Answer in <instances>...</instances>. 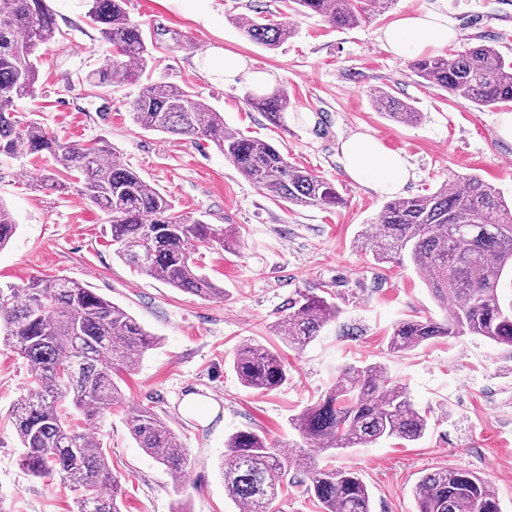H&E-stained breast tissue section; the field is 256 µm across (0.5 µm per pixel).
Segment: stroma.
<instances>
[{"mask_svg":"<svg viewBox=\"0 0 512 512\" xmlns=\"http://www.w3.org/2000/svg\"><path fill=\"white\" fill-rule=\"evenodd\" d=\"M52 7L61 35L42 51L34 96L15 102L18 117L67 141L107 140L178 209L237 234L234 248L202 247L195 254L202 273L224 289L223 299L204 301L115 257L105 215L78 186L64 193L36 188L34 159L0 156V201L18 222L0 250V284L66 276L122 306L160 339L138 369L123 376L125 407L85 424L121 480L122 512H174L182 499L191 512H238L224 492L218 461L225 438L240 429L300 445L324 461L318 448L301 444L290 420L324 394L342 368L371 363L406 388L430 423L412 444L383 439L337 452L336 466L357 470L366 483L371 512H416V483L444 467L485 478L502 512H512V348L465 336L398 354L388 350L396 321L444 311L412 267L376 263L362 249L359 236L380 220L387 198L348 177L339 150L342 140L360 132L398 153L411 173L405 197L433 192L448 176L475 173L511 200L512 140L499 132L506 109H478L423 86L405 59L383 48L381 35L409 12L438 10L461 34L453 48L485 40L511 60L512 0H398L351 29L317 16H289L283 0H126L130 19L152 40L159 62L138 81L108 89L84 80L108 51L86 17V0H53ZM262 11L293 24L292 37L277 50L246 40L236 24ZM223 53L273 74L287 89L286 129L245 105L246 86H228L209 74V57ZM161 77L189 87L223 114L227 126L273 143L290 162L335 185L342 206L287 209L245 180L208 140L140 128L128 104ZM381 88L411 101L419 123L398 125L377 112L372 96ZM305 292L333 297L340 314L317 340L296 350L274 334L273 324ZM246 339L282 355L288 380L277 391L263 395L239 382L232 356ZM29 384L25 361L1 348L0 506L5 512H73V492L18 465L9 413ZM190 392L216 402L211 422L181 413ZM142 405L167 419L189 451L184 495L130 434L126 416Z\"/></svg>","mask_w":512,"mask_h":512,"instance_id":"stroma-1","label":"stroma"}]
</instances>
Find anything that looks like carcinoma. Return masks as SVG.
Masks as SVG:
<instances>
[{"label":"carcinoma","mask_w":512,"mask_h":512,"mask_svg":"<svg viewBox=\"0 0 512 512\" xmlns=\"http://www.w3.org/2000/svg\"><path fill=\"white\" fill-rule=\"evenodd\" d=\"M125 0H89L87 18L112 47L90 81L107 89L133 82L155 67L153 44L124 8ZM298 15H318L350 28L391 9L397 0H283ZM248 40L276 50L293 28L266 15L241 18ZM60 35L49 0H0V155L25 154L45 161L36 180L57 191L58 178L77 180L81 193L108 218L115 255L128 267L201 299H222L224 289L195 262L200 246H229L234 236L176 210L174 200L113 157L102 139L62 142L35 121L17 120L15 101L33 96L39 50ZM409 71L430 88L477 107L512 105V61L496 47L469 43L459 50L419 55ZM246 103L276 127L285 126L288 90L247 92ZM389 120L414 125L415 107L390 91L372 96ZM133 121L150 131L212 141L236 170L275 201L294 207L332 209L343 204L335 186L286 159L271 142L247 138L224 125V115L192 91L168 81L148 85L129 103ZM18 223L0 203V249ZM362 245L379 263H409L421 276L445 317L417 316L394 324L388 349L400 353L437 339L480 336L512 347V309L501 305L498 286L512 274V204L476 175H454L436 191L388 201L380 222L368 225ZM340 313L336 302L303 293L273 331L302 349ZM160 339L121 306L66 277L34 278L20 287L0 286V346L26 360L32 386L11 409L21 446L19 465L36 478L56 476L78 492L77 512H121V483L102 443L71 424L70 405L88 419L125 403L121 374L134 371ZM240 383L261 393L288 379L278 351L247 339L234 352ZM302 440L323 453L366 447L382 438L412 443L429 422L406 390L387 378L385 367H346L325 394L291 418ZM143 452L163 465L175 491L192 466L187 448L168 421L149 407L129 419ZM304 474L288 478L291 471ZM219 471L224 491L240 512H283L279 495L290 486L313 499L319 512H371L370 493L353 469L320 466L301 453L286 452L254 430H238L224 441ZM418 512H502L488 481L455 468L426 474L416 484Z\"/></svg>","instance_id":"obj_1"}]
</instances>
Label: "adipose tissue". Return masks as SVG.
I'll use <instances>...</instances> for the list:
<instances>
[{
	"label": "adipose tissue",
	"mask_w": 512,
	"mask_h": 512,
	"mask_svg": "<svg viewBox=\"0 0 512 512\" xmlns=\"http://www.w3.org/2000/svg\"><path fill=\"white\" fill-rule=\"evenodd\" d=\"M453 36L442 14L415 11L390 25L383 33L382 44L394 56L406 58L429 49L445 47ZM211 71L223 75L225 84L243 82L252 91H268L273 86L270 74L249 68L241 57L213 58ZM340 151L347 175L377 193L396 194L409 179L404 159L384 149L370 135L357 133L349 136L341 142Z\"/></svg>",
	"instance_id": "1"
}]
</instances>
